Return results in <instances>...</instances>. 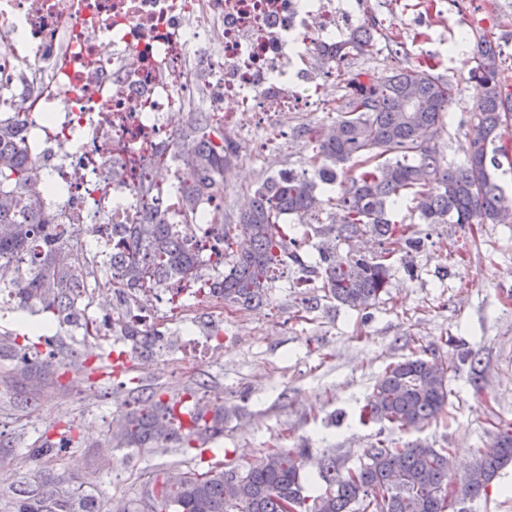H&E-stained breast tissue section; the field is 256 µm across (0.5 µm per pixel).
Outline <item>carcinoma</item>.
Segmentation results:
<instances>
[{
    "label": "carcinoma",
    "instance_id": "carcinoma-1",
    "mask_svg": "<svg viewBox=\"0 0 512 512\" xmlns=\"http://www.w3.org/2000/svg\"><path fill=\"white\" fill-rule=\"evenodd\" d=\"M372 32L336 45V58L362 53ZM475 66L470 79L483 89L476 122L469 132L470 152L461 164L447 163L434 140L457 88L419 67H399L378 78L357 71L337 102L339 118L329 134L316 130L309 157L311 171L267 176L254 191L251 206L238 223L219 224L212 241L199 242L177 225L146 211L137 224H96L94 231L111 247L109 264L97 270L78 246L82 228L59 224L41 207L36 191L39 169L18 133V124L0 121V288L21 308L56 316L59 324L100 336L119 327V335L147 349L139 338L142 319L131 314V293L195 287L224 304L259 309L269 299L276 270L292 263L322 281L325 298L353 310L372 306L391 277L388 263L399 252L420 248L411 226L395 224L390 208L412 195L425 224H498L512 209L497 183L504 154L502 132L512 127V96L502 93L501 53L495 40L474 34ZM236 148L224 129L212 127L195 146L178 154V164L193 172L183 190L182 223L187 225L199 200L215 191L235 167ZM336 189L335 211L313 232L320 237L319 261L308 265L284 217L310 219L322 211L320 186ZM378 237L389 248L368 256L337 242ZM103 274L102 287L115 290L112 309L100 321L81 322L79 287ZM446 363L413 355L386 367L364 406L361 418L387 422L401 431L419 429L448 405ZM139 407L112 421L110 448H166L188 443L204 448L224 436V404L164 401L151 392L135 398ZM305 450L268 448L260 463L244 470L221 464L205 471L161 468L153 471L134 502H118L113 512H466L448 480V453L421 443L396 448L384 441L364 450L354 468L332 453L318 461L323 486L303 495ZM512 464V431L497 437L493 448L471 463L468 500L487 493L498 471ZM14 512H99L96 499L58 478L20 492Z\"/></svg>",
    "mask_w": 512,
    "mask_h": 512
}]
</instances>
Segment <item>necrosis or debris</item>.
Masks as SVG:
<instances>
[{"label":"necrosis or debris","mask_w":512,"mask_h":512,"mask_svg":"<svg viewBox=\"0 0 512 512\" xmlns=\"http://www.w3.org/2000/svg\"><path fill=\"white\" fill-rule=\"evenodd\" d=\"M365 0H0V114L19 120L66 224H132L134 187L175 167L188 113L240 153L260 125L323 109ZM233 108H225V101ZM122 176H113V168Z\"/></svg>","instance_id":"necrosis-or-debris-1"}]
</instances>
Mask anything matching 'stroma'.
I'll list each match as a JSON object with an SVG mask.
<instances>
[{
  "instance_id": "obj_1",
  "label": "stroma",
  "mask_w": 512,
  "mask_h": 512,
  "mask_svg": "<svg viewBox=\"0 0 512 512\" xmlns=\"http://www.w3.org/2000/svg\"><path fill=\"white\" fill-rule=\"evenodd\" d=\"M373 41L360 55L339 62L323 87L326 99L344 93L350 74L381 77L395 66H431L460 92L437 146L445 161L463 163L469 150L480 89L469 79L471 55H457L462 30L493 35L502 50L505 84L512 86V0H371ZM404 43L407 58L393 60L392 43ZM333 112L293 113L285 131H272L273 156L256 155L224 185V213L240 210L242 192L262 177L307 167L305 129L330 123ZM392 220L412 225L420 252L393 257L390 284L371 308L349 310L324 300L318 281L288 267L265 306L228 308L223 318L198 309L197 335L219 334L216 360H197L175 341L140 355L132 374L109 368L130 342L117 336L89 341L82 331L51 325L23 334L18 324L31 312L0 294V334L9 333L29 352V363L0 357V451L14 463L0 469V512H13L20 489L63 475L82 484L100 505L135 498L148 474L160 466L201 468L198 451L159 453L117 448L105 452L112 421L129 410L132 390L180 398L185 388L235 407L224 422L218 448L226 466L255 463L264 448L309 451L307 489L315 468L331 451L357 464L365 448L418 441L453 455L452 482L470 461L491 448L512 426V224H418L413 201L393 206ZM318 298L316 311L303 300ZM413 352L447 362L448 406L421 430L401 432L390 424L359 419L384 368ZM72 435L67 447L38 455L42 439Z\"/></svg>"
}]
</instances>
